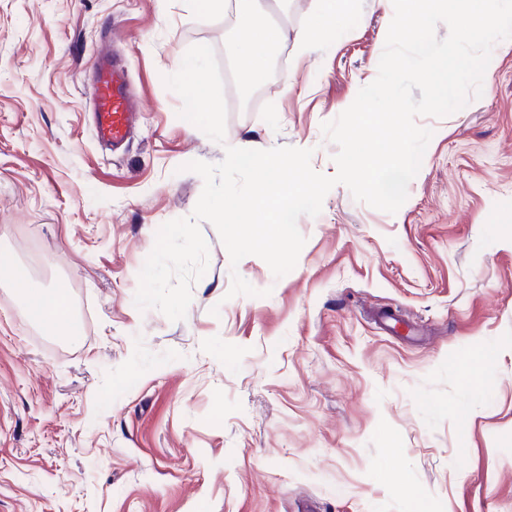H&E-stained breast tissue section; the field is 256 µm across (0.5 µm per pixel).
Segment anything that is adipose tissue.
Instances as JSON below:
<instances>
[{"mask_svg": "<svg viewBox=\"0 0 512 512\" xmlns=\"http://www.w3.org/2000/svg\"><path fill=\"white\" fill-rule=\"evenodd\" d=\"M234 12V58L239 72L249 84H263L267 78L266 62L278 39L269 24L271 7L267 0H234ZM16 286L28 303L30 317L53 328L75 332L68 296L63 290L33 287L22 275L17 277Z\"/></svg>", "mask_w": 512, "mask_h": 512, "instance_id": "obj_1", "label": "adipose tissue"}]
</instances>
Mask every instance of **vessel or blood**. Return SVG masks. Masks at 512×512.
<instances>
[{
    "label": "vessel or blood",
    "instance_id": "b4317fda",
    "mask_svg": "<svg viewBox=\"0 0 512 512\" xmlns=\"http://www.w3.org/2000/svg\"><path fill=\"white\" fill-rule=\"evenodd\" d=\"M89 96L99 142L115 149L126 145L134 126L136 105L125 71L107 52H100L95 58Z\"/></svg>",
    "mask_w": 512,
    "mask_h": 512
}]
</instances>
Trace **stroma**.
<instances>
[{"label":"stroma","mask_w":512,"mask_h":512,"mask_svg":"<svg viewBox=\"0 0 512 512\" xmlns=\"http://www.w3.org/2000/svg\"><path fill=\"white\" fill-rule=\"evenodd\" d=\"M318 0H288L251 104L227 110L226 12L207 0H0V251L66 292L77 341L36 334L0 273V512H512V46L432 129L393 214L332 187L275 277L217 229L186 316L139 310L166 222L191 216L225 148L312 149L377 76L391 0H350L303 56ZM120 56L141 103L96 140L88 87ZM196 75L212 116L181 91ZM254 295L229 296L233 275Z\"/></svg>","instance_id":"obj_1"}]
</instances>
